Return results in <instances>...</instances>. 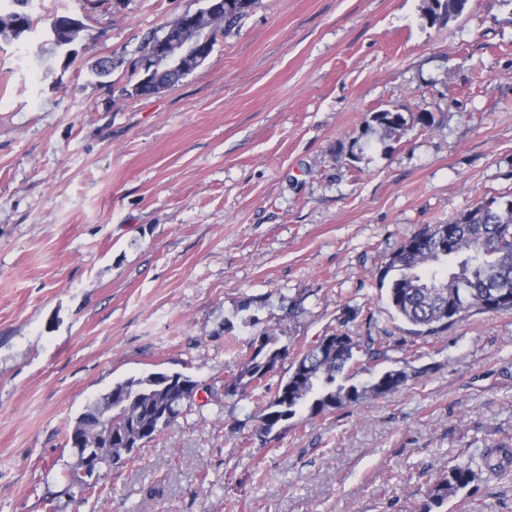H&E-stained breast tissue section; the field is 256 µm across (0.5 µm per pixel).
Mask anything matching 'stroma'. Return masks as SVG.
Here are the masks:
<instances>
[{
  "label": "stroma",
  "mask_w": 512,
  "mask_h": 512,
  "mask_svg": "<svg viewBox=\"0 0 512 512\" xmlns=\"http://www.w3.org/2000/svg\"><path fill=\"white\" fill-rule=\"evenodd\" d=\"M203 0H28L0 36V512H420L450 459L476 480L443 512H512V313L406 336L377 281L419 227L512 198V0L428 21L424 0H257L172 90L137 96L144 36ZM64 13L73 62L44 52ZM120 60L108 78L89 74ZM429 112L385 139L373 112ZM289 357L340 333L405 339L350 370L397 392L271 433L249 388L209 401L259 330ZM198 382L119 468L87 477L71 424L112 384ZM94 481L99 492L76 495ZM498 458V459H497ZM482 462L488 472L498 474L505 469L504 463L512 464V437L503 439L492 448H486L482 454Z\"/></svg>",
  "instance_id": "35a3bbf8"
}]
</instances>
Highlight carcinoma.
Here are the masks:
<instances>
[{
    "label": "carcinoma",
    "mask_w": 512,
    "mask_h": 512,
    "mask_svg": "<svg viewBox=\"0 0 512 512\" xmlns=\"http://www.w3.org/2000/svg\"><path fill=\"white\" fill-rule=\"evenodd\" d=\"M31 27L25 12L0 14V35L15 36L11 24ZM430 112L406 117L400 112L381 110L372 122L383 135L402 129L408 123L425 128L433 124ZM467 223L454 219L449 224L426 225L392 253L379 280L387 288L388 302L407 325L411 336H434L449 324L475 313L512 312V201L495 197L482 199L462 211ZM261 343L256 354L242 356L230 379L224 382V395H232L246 384L264 391L258 419L264 433L296 415L305 405L321 414L344 402L355 403L368 396L380 398L403 387L407 372L388 369L361 386L337 383L338 377L355 358L366 350L388 357L390 351H402L404 345L383 338L370 339L367 347L351 336L327 347L318 343L296 355L288 377L275 391L266 385L268 375L285 358L286 347L278 337L264 330L253 337L250 346ZM199 384L181 373L151 372L118 381L90 401L76 418L72 429L92 431L102 411L112 410V430L119 435L112 443L115 453L126 445L144 446L174 422L185 406L191 404ZM487 471L498 474L512 464V440L504 439L482 454ZM477 479L470 463L452 460L442 477L429 491L422 512H436L448 498L457 495Z\"/></svg>",
    "instance_id": "1"
}]
</instances>
